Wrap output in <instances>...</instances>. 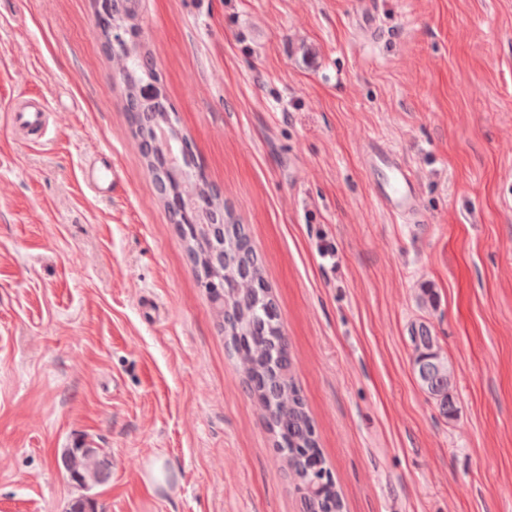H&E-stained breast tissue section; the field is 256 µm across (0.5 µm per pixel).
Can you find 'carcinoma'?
<instances>
[{
    "label": "carcinoma",
    "mask_w": 512,
    "mask_h": 512,
    "mask_svg": "<svg viewBox=\"0 0 512 512\" xmlns=\"http://www.w3.org/2000/svg\"><path fill=\"white\" fill-rule=\"evenodd\" d=\"M125 91L127 98L135 96L136 90L156 80L152 67L135 53L126 59ZM158 107L153 102L137 101L128 109L135 135H141L142 114L154 113ZM200 167L193 161L182 160L170 174V194L179 195L188 188L199 187ZM258 283L249 297L240 299L238 305L246 313L245 324L224 326V337L228 347L241 340L248 355L243 365L249 388L264 411L267 426L283 445L288 455V469L295 481V488L304 502L306 512H343L341 493L336 487L331 471L326 467L314 433L312 420L306 410L301 389L291 374V359L288 341L284 336L278 316L269 313L268 288L262 271H257ZM410 339L414 345L413 366L431 354L438 355L440 369L436 371L431 399L445 418L452 417L454 406L450 392L454 389V372L446 356L440 354L430 330L419 324L411 328ZM59 469L65 476L80 473L88 482H93L100 464V456L87 455L63 449Z\"/></svg>",
    "instance_id": "1"
}]
</instances>
